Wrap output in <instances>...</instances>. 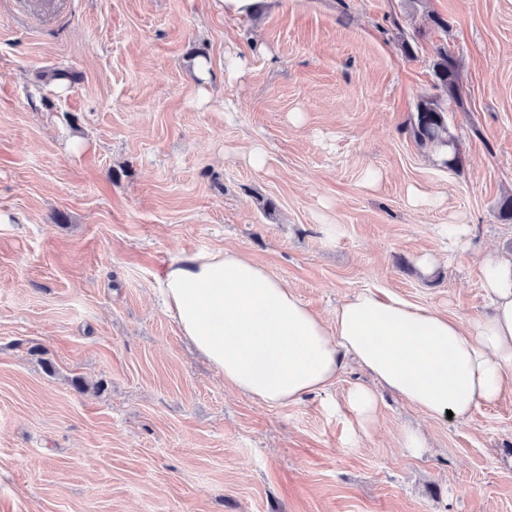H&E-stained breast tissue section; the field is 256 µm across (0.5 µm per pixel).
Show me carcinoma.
<instances>
[{
    "label": "carcinoma",
    "mask_w": 512,
    "mask_h": 512,
    "mask_svg": "<svg viewBox=\"0 0 512 512\" xmlns=\"http://www.w3.org/2000/svg\"><path fill=\"white\" fill-rule=\"evenodd\" d=\"M457 58L448 47L436 48V59L432 64L434 87L439 93L421 99L416 106V115L411 119L407 131L422 150L433 151L442 146L448 150L444 164L457 167L460 163L458 144L448 127L447 109L443 100L465 108L467 95L458 78Z\"/></svg>",
    "instance_id": "1"
}]
</instances>
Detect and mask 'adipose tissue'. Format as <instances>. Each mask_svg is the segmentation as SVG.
Segmentation results:
<instances>
[{"label": "adipose tissue", "mask_w": 512, "mask_h": 512, "mask_svg": "<svg viewBox=\"0 0 512 512\" xmlns=\"http://www.w3.org/2000/svg\"><path fill=\"white\" fill-rule=\"evenodd\" d=\"M480 274L491 311L468 323L369 289L328 322L233 248L173 259L155 292L239 392L292 404L331 387L351 359L426 416L462 419L512 386V254L483 260Z\"/></svg>", "instance_id": "ef3b65f1"}]
</instances>
